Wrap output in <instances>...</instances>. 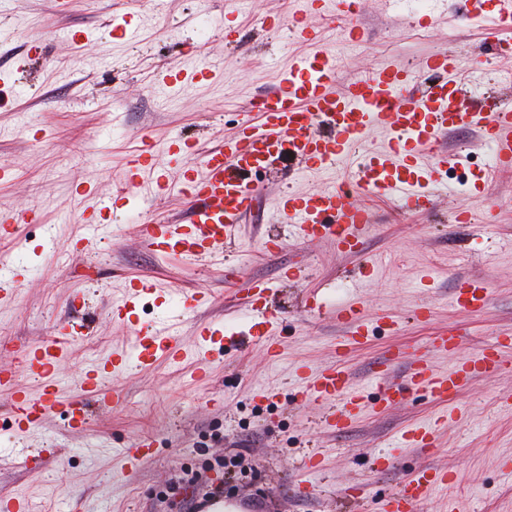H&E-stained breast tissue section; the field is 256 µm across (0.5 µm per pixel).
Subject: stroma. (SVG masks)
Here are the masks:
<instances>
[{
  "label": "stroma",
  "mask_w": 512,
  "mask_h": 512,
  "mask_svg": "<svg viewBox=\"0 0 512 512\" xmlns=\"http://www.w3.org/2000/svg\"><path fill=\"white\" fill-rule=\"evenodd\" d=\"M333 0H0V211L36 210L42 223L21 224L7 251L19 253L18 268L28 276L15 303H0V363L14 349L52 335L64 322L91 313L96 333L74 345L58 368L65 390H72L82 368L93 358L127 346L133 324H168L184 344L194 341L202 321L237 324L235 288L224 269L241 267L247 276L277 285L282 318L276 330L277 361H267L262 346L248 335L233 347L213 352L206 376H198L194 357L173 364L161 359L151 370L133 367L106 389L127 397L123 411L93 409L85 430L69 431L53 415L35 431L13 427L10 396L0 393V498L22 496L32 512H63L73 501L87 512H189L204 496L227 501L238 512H377L378 503L421 468L448 469V490L426 500L419 512H512V409L500 394L512 393V371L474 379L443 406L422 393L407 394L401 405L383 414L365 409L340 432L324 426V411L299 394V366L318 369L338 358L346 338L334 311L353 304L367 316H390L397 330L377 328L366 345L348 346L341 357L356 388L375 401L372 369L388 350L407 353L393 369L405 376L411 355L426 354L432 366L447 371V354L429 350L431 336L455 327L459 355L475 354L502 329L512 328V171L499 174L488 190L472 184L484 168L487 152L474 130L442 135L447 153L467 150L468 162L447 170L430 214L407 213L397 205L358 193L354 202L368 206L373 229L357 255L337 252L329 240L304 242L281 223L276 202L284 194L329 186V172L282 177L280 171L258 176L260 195L253 201L236 244L212 262L165 258L144 248L125 210L104 224L95 250L71 251L81 235L80 189L108 195L124 189L142 220L186 218L177 194L150 195L129 186L127 161L150 137L157 162L174 137L206 148L219 143L252 119L253 99L273 91L289 56L313 51L311 42L293 37L274 18H303L322 46L340 59L339 84L364 70L401 64L419 74L424 60L450 46L483 61V77L495 81L503 103L512 105V83L499 82L512 72V29L490 31L479 19L465 18L464 0H433L418 9L413 0H360L356 20L365 32L362 44L347 43L339 28L323 20ZM131 17V35L115 32ZM209 23L208 36L198 30ZM83 30V44L67 33ZM38 56L25 69L18 61L30 46ZM176 66L212 71L210 80L185 85L179 93L161 92L157 73ZM498 198L500 207L490 205ZM468 211L473 221L458 224L451 216ZM280 236L273 257L261 251L263 238ZM302 266L304 281L288 280L287 270ZM483 277L492 285L488 308L466 314L450 298L459 282ZM149 278L177 292L208 290L213 300L190 314L160 301L141 304L132 324L112 319L110 304L129 280ZM81 296L84 307L71 304ZM321 297L327 314L307 311L305 300ZM273 386V403L259 402L252 391ZM453 417L432 448H402L398 437L411 425L428 422L443 411ZM148 434L155 456L134 475H126L112 448ZM62 448V459H46L38 473L23 471L12 453L48 444ZM323 460L309 474L312 454ZM391 457L378 467V456ZM191 470L200 482L174 496L164 491L171 479ZM312 495L298 489L302 480ZM360 484L361 499L343 504L344 489Z\"/></svg>",
  "instance_id": "1"
}]
</instances>
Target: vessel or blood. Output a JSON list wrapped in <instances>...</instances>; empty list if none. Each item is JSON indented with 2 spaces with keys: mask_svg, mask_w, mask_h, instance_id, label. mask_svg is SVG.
<instances>
[{
  "mask_svg": "<svg viewBox=\"0 0 512 512\" xmlns=\"http://www.w3.org/2000/svg\"><path fill=\"white\" fill-rule=\"evenodd\" d=\"M469 16L484 19L493 29L512 27V0H496L493 13H485L482 0H467ZM330 26L341 28L352 42H362L364 32L355 21L349 0H338L330 13ZM339 59L334 54L315 50L294 56L282 72L277 91L256 99L252 104L257 123L239 126L220 143L198 151L195 144L178 143L166 152L164 164H157L151 152L143 150L128 162L127 178L147 181L152 194L177 191L188 207L185 222L168 221L144 224L139 229L147 250L168 257L211 258L224 246L235 243L242 221L258 191L253 176L272 170L282 158L298 164V173L332 171L360 148L374 129H382L387 142L382 150L368 153L358 163L354 184L362 194L398 204L411 213L431 212L436 203L444 168L463 164V155H448L439 148L440 135L468 128L477 130L490 152V164L481 177L491 185L497 175L512 169V108L497 106L487 110L469 105L472 92L461 78L457 50H444L429 56L423 70L429 83L414 94L406 93L409 73L398 66L366 70L344 88H337ZM198 154L197 167H183L186 155ZM115 195L89 194L83 199L84 234L75 242L87 251L98 239L104 214L112 212ZM285 223L291 224L298 239L315 241L332 237L342 253L360 251L363 232L370 222L363 205L351 202L349 189L333 186L302 195H286L278 202ZM240 294L239 317L254 329L255 340L272 345L273 330L280 311L273 303V285L241 275L237 268L225 269ZM154 281L129 282L124 295L113 304L114 320L129 322L141 299L158 294ZM492 288L488 281L474 278L464 281L452 297L454 307L468 312L486 308ZM349 328L354 343L364 344L370 326L359 310L342 308L337 312ZM88 322L58 326L53 336L25 347L17 366H0V392L12 395V417L23 430L43 424L57 407H64L71 430H82L89 417L86 392L107 379L122 377L130 367H153L159 358L177 363L185 357L206 362L215 349L223 328L198 324L192 349H185L173 328L152 325L135 328L131 345L115 349L86 365L78 381L80 391L66 392L57 376L72 336L91 335ZM397 355L381 358L374 374L382 410H390L410 390L421 391L436 401H447L477 376L505 370L506 365L493 347H485L476 358L464 360L448 372L436 371L425 356L415 357L405 381L391 376ZM40 386L38 395L19 389V376ZM303 393L312 401L332 405L325 418L326 427L340 431L350 427L360 414L364 396L356 389L350 374L333 363L311 373L302 383ZM447 418L417 424L402 432L404 447L433 446ZM117 456L124 471L136 472L154 456L152 437L141 436L123 448ZM59 448H40L19 453L17 463L23 470L37 473L45 459L60 457ZM447 470L424 468L407 476L399 489L386 496L384 512H415L433 493L447 486Z\"/></svg>",
  "mask_w": 512,
  "mask_h": 512,
  "instance_id": "obj_1",
  "label": "vessel or blood"
}]
</instances>
